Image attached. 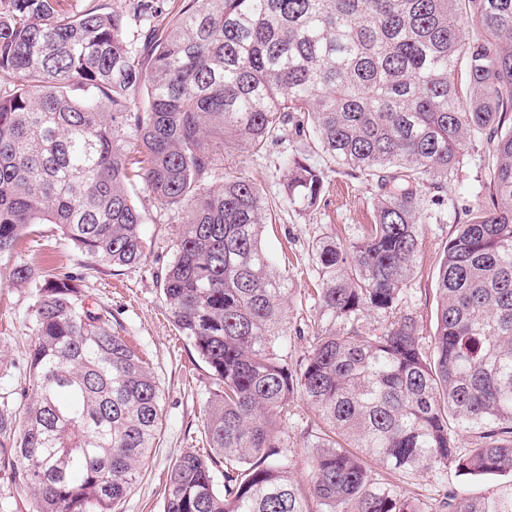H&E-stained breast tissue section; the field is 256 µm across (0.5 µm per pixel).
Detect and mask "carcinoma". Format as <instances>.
<instances>
[{
  "instance_id": "cac0c4a2",
  "label": "carcinoma",
  "mask_w": 512,
  "mask_h": 512,
  "mask_svg": "<svg viewBox=\"0 0 512 512\" xmlns=\"http://www.w3.org/2000/svg\"><path fill=\"white\" fill-rule=\"evenodd\" d=\"M62 2L0 0V252L54 224L133 267L132 188L177 210L160 291L215 388L209 452L174 463L163 512H425L399 482L512 476V0H182L164 26L139 0L138 40L123 12ZM288 132L325 162L283 158L296 210L317 207L331 168L375 188L361 236L331 227L311 246L298 359L289 278L262 247L268 202L240 174L213 184L228 150ZM475 138L481 200L445 242L428 334L403 306L424 201L444 200ZM30 322L27 370L0 392V479L29 512H116L160 434L157 381L71 275L37 286ZM300 401L307 492L282 431ZM434 512H512V483L446 491Z\"/></svg>"
}]
</instances>
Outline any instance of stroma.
<instances>
[{"instance_id":"1","label":"stroma","mask_w":512,"mask_h":512,"mask_svg":"<svg viewBox=\"0 0 512 512\" xmlns=\"http://www.w3.org/2000/svg\"><path fill=\"white\" fill-rule=\"evenodd\" d=\"M299 146V140L287 135L267 142L259 155L225 157L224 171L249 177L266 197L274 222L265 229L263 245L273 256L285 254L290 259L289 317L292 325L303 328L310 319L306 298L314 280L309 262L313 240L328 224L335 225L342 236L360 235L362 226L374 221V189L366 181L331 171L327 174L329 190L317 208L307 213L294 211L283 195L285 171L281 161ZM479 177L477 161L473 154H466L464 166L448 190L450 223L426 224L420 270L411 281L412 301L426 331L434 329L433 289L443 245L455 229L454 218L476 204ZM134 200L146 216L142 226L146 257L137 266L100 264L63 239L53 224L33 226L14 251L0 254V387L12 386L22 374L26 350L33 337L29 313L37 297L36 288L13 281L14 265H29L39 275L48 270L77 275L89 304L111 311L122 326V335L136 346L151 368L161 391L162 430L158 444L145 460L134 489L119 504L118 512H163L168 470L184 453L200 452L207 447L202 410L214 384L194 347L172 324L160 294V276L174 255L180 225L178 214L160 208L140 185L135 188ZM312 418V411L300 405L285 423L294 476L301 482L307 479L311 454L304 428ZM507 483L504 477L477 479L448 468L424 473L402 484L401 489L431 507L438 494L449 488L480 494Z\"/></svg>"}]
</instances>
